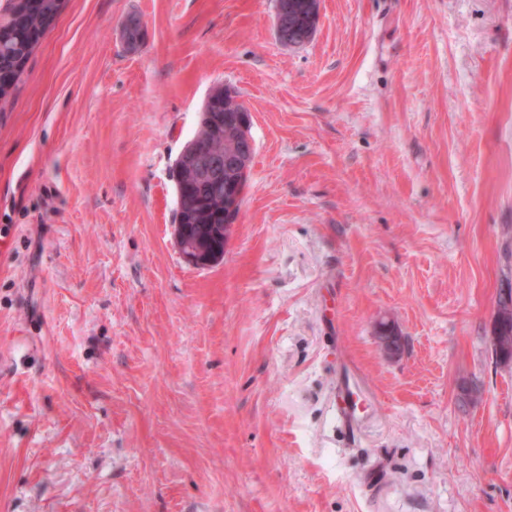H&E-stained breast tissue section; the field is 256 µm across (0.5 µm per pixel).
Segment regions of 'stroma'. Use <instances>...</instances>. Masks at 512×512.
I'll return each instance as SVG.
<instances>
[{"label":"stroma","instance_id":"1","mask_svg":"<svg viewBox=\"0 0 512 512\" xmlns=\"http://www.w3.org/2000/svg\"><path fill=\"white\" fill-rule=\"evenodd\" d=\"M218 85L255 153L201 268ZM511 279L512 0H321L300 47L273 0H63L0 100V512H512ZM229 140L224 139V127L219 126L217 130H211L206 116L200 121L199 129L188 143L194 145L183 148L178 156L180 165L188 168L196 180L207 182L210 192L215 196L224 195L216 199L209 194L208 188L201 186L195 181L188 170L179 168L176 161L173 177L175 180L177 194V209L175 215V233L181 237L183 233L179 224H182L185 239L182 243L188 245H205L210 255L219 254L215 257V263L224 258V245L229 241L233 224H224L230 217L240 198L243 196L246 187V178L249 172L250 149L243 153H224V168H231L240 176L234 183L224 182L220 169L222 168V154L201 155L210 153H223ZM224 207L228 212L225 213ZM224 214L225 215L224 217ZM212 224H224L223 234ZM342 370L336 388V420L346 431L353 432L360 417V398L355 391L356 378L350 363Z\"/></svg>","mask_w":512,"mask_h":512}]
</instances>
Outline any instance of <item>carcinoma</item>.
Wrapping results in <instances>:
<instances>
[{
  "mask_svg": "<svg viewBox=\"0 0 512 512\" xmlns=\"http://www.w3.org/2000/svg\"><path fill=\"white\" fill-rule=\"evenodd\" d=\"M60 8L61 0H7L3 7L7 20L0 24V98L12 94L16 78ZM234 107L232 99L217 98L206 102L204 112L222 116L233 112ZM189 143L200 154L222 153L228 139L224 138V127L214 131L204 118ZM173 177L177 194L175 223L183 226L184 243L203 244L215 261L223 260V234L215 225L230 218L224 214V200L211 196L208 188L199 185L187 170L176 166Z\"/></svg>",
  "mask_w": 512,
  "mask_h": 512,
  "instance_id": "1",
  "label": "carcinoma"
}]
</instances>
